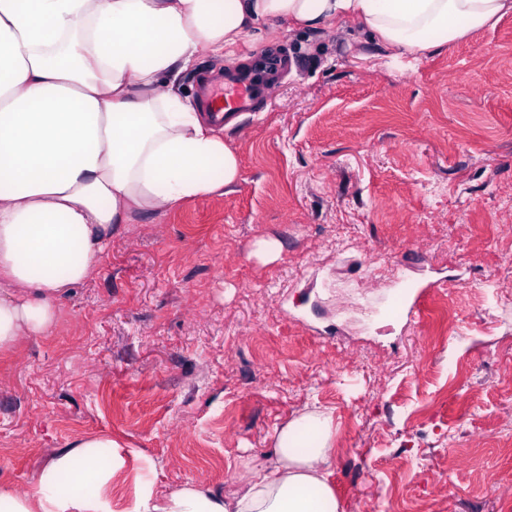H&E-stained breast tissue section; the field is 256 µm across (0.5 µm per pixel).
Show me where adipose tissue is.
I'll return each instance as SVG.
<instances>
[{"mask_svg": "<svg viewBox=\"0 0 512 512\" xmlns=\"http://www.w3.org/2000/svg\"><path fill=\"white\" fill-rule=\"evenodd\" d=\"M510 13L512 0H0V350L56 323L119 225L240 181L236 153L182 92L202 54L346 20L381 54L417 61ZM331 441L329 413L303 414L232 496L144 486L121 512H341ZM63 468L91 475L95 458L56 459L30 494L0 490V512H112L105 495L59 496Z\"/></svg>", "mask_w": 512, "mask_h": 512, "instance_id": "obj_1", "label": "adipose tissue"}]
</instances>
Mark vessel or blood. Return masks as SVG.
I'll return each mask as SVG.
<instances>
[{
    "label": "vessel or blood",
    "mask_w": 512,
    "mask_h": 512,
    "mask_svg": "<svg viewBox=\"0 0 512 512\" xmlns=\"http://www.w3.org/2000/svg\"><path fill=\"white\" fill-rule=\"evenodd\" d=\"M282 65V60L260 52L249 68L228 70L222 86L205 88L203 105L206 111L216 114V122L220 125L227 116L256 111L264 100L268 80Z\"/></svg>",
    "instance_id": "1"
}]
</instances>
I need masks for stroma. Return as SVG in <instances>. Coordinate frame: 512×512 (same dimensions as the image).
Here are the masks:
<instances>
[{
	"instance_id": "1",
	"label": "stroma",
	"mask_w": 512,
	"mask_h": 512,
	"mask_svg": "<svg viewBox=\"0 0 512 512\" xmlns=\"http://www.w3.org/2000/svg\"><path fill=\"white\" fill-rule=\"evenodd\" d=\"M259 49L294 65L224 131L239 184L120 225L0 351V489L106 437L113 500L224 496L322 409L343 512H512V14L412 66L348 22Z\"/></svg>"
}]
</instances>
